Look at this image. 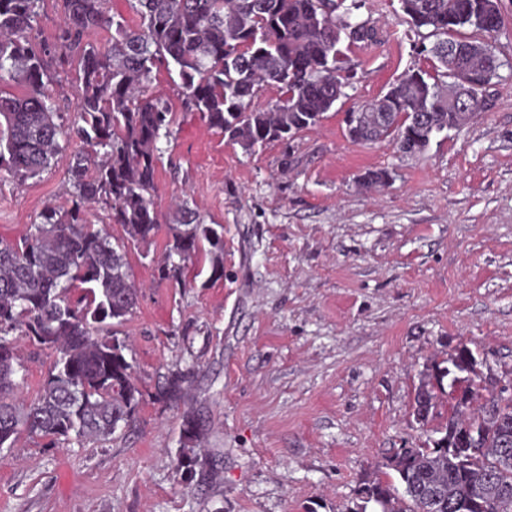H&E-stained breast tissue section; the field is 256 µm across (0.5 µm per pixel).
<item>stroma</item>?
I'll use <instances>...</instances> for the list:
<instances>
[{
  "label": "stroma",
  "mask_w": 512,
  "mask_h": 512,
  "mask_svg": "<svg viewBox=\"0 0 512 512\" xmlns=\"http://www.w3.org/2000/svg\"><path fill=\"white\" fill-rule=\"evenodd\" d=\"M375 41L349 46L355 77L312 129L252 150L181 111L179 80L151 86L178 111L161 139L162 230L129 244L135 313L117 326L142 393L133 427L84 443L19 436L0 450V512H345L394 449L425 440L421 375L469 347L512 373V69L490 106L420 155L356 143L346 115L424 65L398 0H358ZM19 185L0 180V240L68 206V155ZM384 170V185L364 188ZM224 227V276L208 256L186 287L158 279L174 201ZM23 395L54 352L20 340ZM180 401L155 394L173 371ZM204 424L194 474L178 470L185 413Z\"/></svg>",
  "instance_id": "stroma-1"
}]
</instances>
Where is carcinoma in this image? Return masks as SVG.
<instances>
[{
    "label": "carcinoma",
    "mask_w": 512,
    "mask_h": 512,
    "mask_svg": "<svg viewBox=\"0 0 512 512\" xmlns=\"http://www.w3.org/2000/svg\"><path fill=\"white\" fill-rule=\"evenodd\" d=\"M41 0H0V177L20 183L45 172L77 139L86 152L70 155V206L42 211L15 243L0 241V449L19 433L53 446L106 437L135 421L141 393L132 381L126 345L112 333L137 308L125 243H112L88 218L98 204L126 239L145 243L159 231L157 143L169 136L174 111L150 93L154 73L180 79L183 109L229 141L251 150L315 126L354 77L342 45L372 42L368 21L351 22L357 0H128L137 27L109 14L107 0H62L65 20L52 44L38 43L34 24ZM417 31L428 68L405 72L380 99L350 112V139H388L416 155L430 143L433 127L458 130L468 112L487 108L486 89L505 66L496 36L504 25V0H399ZM112 30L110 45L90 37ZM76 73L77 112L66 124L56 112L50 86L61 73ZM278 100L252 107L263 86ZM469 106L461 108L458 97ZM157 273L184 287L185 263L201 251L212 275L224 276V232L204 224L182 202ZM51 349L55 359L38 395L17 400L25 367L13 337ZM448 366L426 368L415 397L427 395V425L434 417L443 380L449 392L445 422L417 448H397L381 467L386 478L364 483L349 512H421L423 493L437 497V512H512V466L502 465L504 435L512 437V393L495 392L480 375ZM184 377L170 373L157 398L177 402ZM201 435L194 414L183 417L178 468L196 465L190 447ZM482 490L473 499L475 489Z\"/></svg>",
    "instance_id": "1"
}]
</instances>
